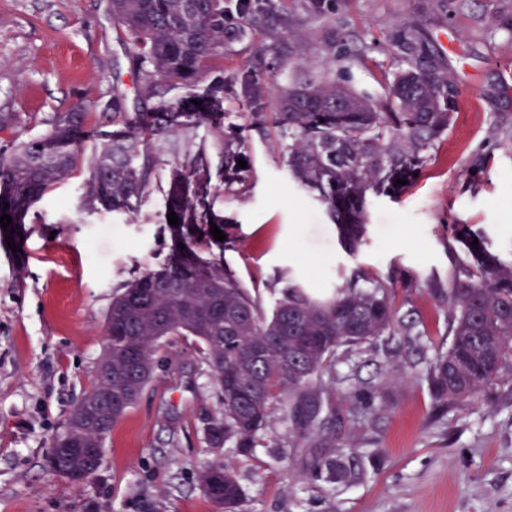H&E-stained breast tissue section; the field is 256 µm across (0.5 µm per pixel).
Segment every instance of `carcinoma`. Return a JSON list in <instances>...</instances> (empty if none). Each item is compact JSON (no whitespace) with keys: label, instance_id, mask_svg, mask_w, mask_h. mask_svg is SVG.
<instances>
[{"label":"carcinoma","instance_id":"1","mask_svg":"<svg viewBox=\"0 0 512 512\" xmlns=\"http://www.w3.org/2000/svg\"><path fill=\"white\" fill-rule=\"evenodd\" d=\"M315 19L329 16L331 0H297ZM112 15L127 44L141 87L134 111L120 84L112 89L113 116L121 128L95 134L85 154L87 112H57L48 134L25 140L0 157V246L13 238L22 245L29 212L78 164L87 171L80 210L133 213L151 193L159 158L156 144L173 157L163 214L169 252L155 268L136 273L115 293L104 315L106 342L92 386L52 439L50 469L66 479L78 471L88 481L103 458L84 464L62 448L76 439L87 448L106 445L112 428L140 398L154 377L160 346L174 336H190L216 385L218 411L205 418L203 434L210 457L201 466V484L224 512H243L244 494L224 462V448L240 455L266 446L270 406L280 400L300 424L298 438L311 433L320 409L317 383L334 378L336 360L374 351L392 336H420L404 322L392 301V285L365 272L348 279L327 299L294 283H282L270 309L260 287H242L224 264L234 242L231 222L216 213L213 199L242 183L248 160L245 131H278L273 157L292 181L309 194L336 224L345 252L357 253L368 232L367 200L394 198L413 181L448 131L457 90L429 53L420 28L406 20L392 46L406 67L388 84L382 112L331 75L336 48L318 62L303 59L288 30V14L267 0L258 16L251 0H112ZM268 21L269 54L291 72L282 83L274 75L242 65L224 71V50ZM179 89L182 94L171 97ZM233 92L248 108L250 122L224 132V94ZM202 102L196 106L192 100ZM215 130L214 140L199 135ZM224 157L213 182L208 151ZM9 207H4V204ZM215 224L226 239L210 234ZM456 241L466 249L442 300L448 304V347L435 348L426 377L433 404L453 407L492 393L512 371V263L506 264L478 242L465 225ZM377 389L345 395L350 410L363 416L373 408ZM329 479L351 477L343 455L328 463Z\"/></svg>","mask_w":512,"mask_h":512}]
</instances>
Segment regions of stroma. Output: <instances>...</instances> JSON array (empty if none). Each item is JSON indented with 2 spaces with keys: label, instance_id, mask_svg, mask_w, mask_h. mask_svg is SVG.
Listing matches in <instances>:
<instances>
[{
  "label": "stroma",
  "instance_id": "obj_1",
  "mask_svg": "<svg viewBox=\"0 0 512 512\" xmlns=\"http://www.w3.org/2000/svg\"><path fill=\"white\" fill-rule=\"evenodd\" d=\"M425 30L434 57L454 76L456 110L419 177L397 198L369 202L368 235L355 255L336 227L274 160L267 141L248 140V183L214 200L234 223L225 262L245 287L289 278L317 296L361 269L393 285L420 343L398 336L388 350L336 365L343 390L376 385V409L360 418L321 393L307 442L273 404L274 445L251 455L224 451L247 512H512V382L491 403L434 411L426 362L448 343L439 293L467 259L452 227L467 225L501 260L512 261V92L498 68L512 64V0H336L328 24L344 53L336 72L386 107L397 70L390 43L401 19ZM291 30L309 60L322 57L325 25L289 7ZM121 81L139 80L112 17L111 0H0V153L48 133L57 112L85 106L87 126L112 128L104 105ZM134 219L80 211L85 171L59 184L28 215L29 256L0 250V512H220L199 482L208 458L203 420L217 399L192 339L162 347L151 384L113 427L94 478L75 486L53 473V436L88 390L105 343L104 313L133 271L167 253L160 184ZM358 449L355 478L330 482L321 464L338 447Z\"/></svg>",
  "mask_w": 512,
  "mask_h": 512
}]
</instances>
